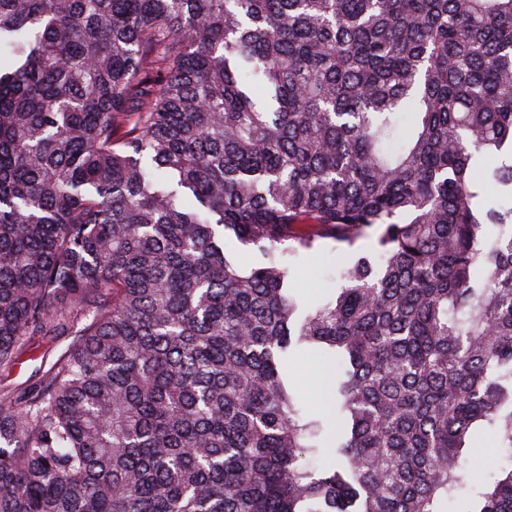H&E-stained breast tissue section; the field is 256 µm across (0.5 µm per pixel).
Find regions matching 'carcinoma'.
<instances>
[{
	"mask_svg": "<svg viewBox=\"0 0 512 512\" xmlns=\"http://www.w3.org/2000/svg\"><path fill=\"white\" fill-rule=\"evenodd\" d=\"M69 331L0 390V512H447L512 448V0H0V369ZM331 239L319 240L314 249L296 260L297 286L311 307L338 288L336 280V256L340 250ZM77 339L78 336L65 334L63 336L36 340L18 358L13 367L6 371L0 370V389H12L17 393L28 390L36 382L39 376L38 370L40 368L43 369L45 364L43 356H48V362H50L56 359L62 351L72 347ZM290 368L307 411L315 418L329 417L330 406L323 393L328 369L326 361L315 352H303L292 360ZM468 464V475L456 497L448 503L447 512H464L475 499L476 485L493 481L502 468L512 464V449L503 448L498 437L488 431L480 435L474 445Z\"/></svg>",
	"mask_w": 512,
	"mask_h": 512,
	"instance_id": "cac0c4a2",
	"label": "carcinoma"
}]
</instances>
